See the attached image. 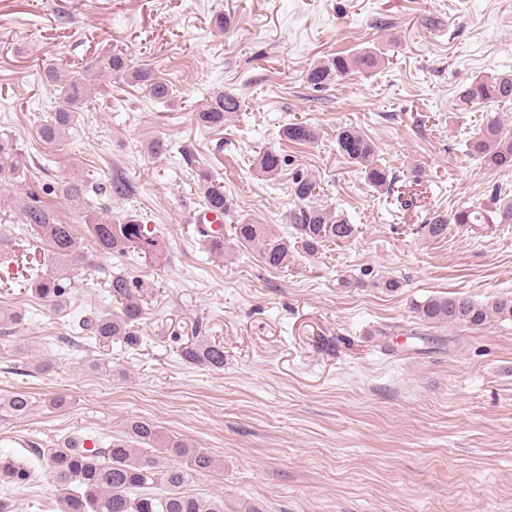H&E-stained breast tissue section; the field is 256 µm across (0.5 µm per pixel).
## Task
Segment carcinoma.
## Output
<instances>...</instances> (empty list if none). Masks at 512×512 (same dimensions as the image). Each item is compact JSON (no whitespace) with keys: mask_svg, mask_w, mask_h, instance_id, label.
I'll return each mask as SVG.
<instances>
[{"mask_svg":"<svg viewBox=\"0 0 512 512\" xmlns=\"http://www.w3.org/2000/svg\"><path fill=\"white\" fill-rule=\"evenodd\" d=\"M385 58L376 49L361 50L353 55L336 54L313 64L306 73L307 83L322 87L338 81L353 71L374 72ZM113 75L139 85L155 100L167 101L173 88L154 78L151 71L136 68L119 52L112 51L96 57L94 65L78 75L66 76L57 66L47 63L42 80L57 88L61 103L41 123L38 135L46 144L60 142L74 128L78 112L89 98L90 82L103 75ZM460 105L488 106L512 102V74H496L475 78L459 93ZM241 110V101L232 92L220 90L197 109L198 119L213 128L224 126V119ZM284 137L295 144L312 143L316 130L304 121L289 123ZM338 151L347 161L361 170L365 180L375 188L394 190L396 177L375 160L374 142L352 126L336 130ZM467 152L484 166L496 170L512 169V130L496 118L484 122L467 139ZM284 158L265 150L258 156L260 172L267 176L278 174ZM28 168L27 160L16 140L7 133L0 134V175L16 178ZM200 189L206 209L223 215L230 209L224 196V186L206 172L200 175ZM290 194L297 205L288 213L291 232L277 236L265 224L242 221L238 224L215 227L201 224L196 231L209 252L224 256L226 244L253 248L259 261L272 269L288 267L290 253L302 251L315 256L333 244L350 243L357 234L355 225L345 217L318 203L320 185L313 177L297 171L291 177ZM87 182L63 180L50 192L58 194L75 207L84 204ZM22 222L45 242L56 259L71 260L81 256L80 244L71 224H64L55 211L47 206L28 205L23 209ZM88 229L102 254L136 253L160 263L166 259L164 243L147 225L127 215L115 221L110 217L86 216ZM512 224V200L469 206L451 214H435L423 225L425 234L433 239L448 234V225ZM67 272L36 271L28 285L39 299L60 309L68 300L70 288L64 285ZM107 288L117 309L109 315L86 316L77 323L83 336L108 347L120 342L127 347L142 343L140 321L143 306L136 298L130 281L116 274L108 278ZM420 318L433 324H466L481 326L492 317H512V297L479 304L460 296H436L416 306ZM184 359L214 370L224 368V346L199 339L182 350ZM6 412L17 419L27 417L33 400L25 391H12L0 403ZM85 439L69 435L56 448L38 451L46 462L58 492L60 512H224V500L204 501L185 490L195 474L214 468L213 458L187 442L164 436L151 422L133 419L126 424L125 435L115 437L107 446L86 448ZM34 471L17 463L9 455L0 456V484L29 482Z\"/></svg>","mask_w":512,"mask_h":512,"instance_id":"1","label":"carcinoma"}]
</instances>
